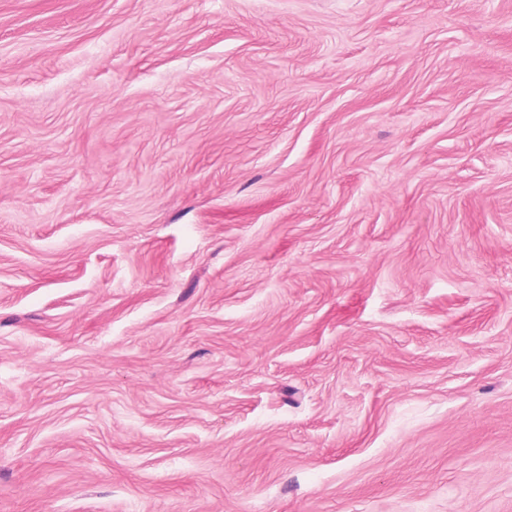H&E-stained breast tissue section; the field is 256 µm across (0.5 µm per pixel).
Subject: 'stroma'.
<instances>
[{
    "instance_id": "obj_1",
    "label": "stroma",
    "mask_w": 512,
    "mask_h": 512,
    "mask_svg": "<svg viewBox=\"0 0 512 512\" xmlns=\"http://www.w3.org/2000/svg\"><path fill=\"white\" fill-rule=\"evenodd\" d=\"M0 512H512V0H0Z\"/></svg>"
}]
</instances>
